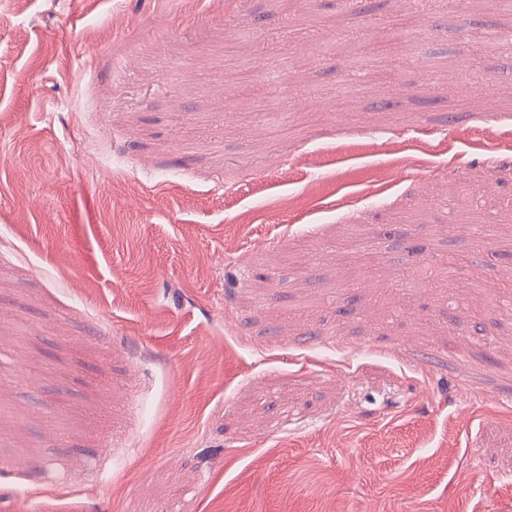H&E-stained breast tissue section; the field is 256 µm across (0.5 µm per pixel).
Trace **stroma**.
I'll return each instance as SVG.
<instances>
[{
	"mask_svg": "<svg viewBox=\"0 0 512 512\" xmlns=\"http://www.w3.org/2000/svg\"><path fill=\"white\" fill-rule=\"evenodd\" d=\"M304 11L0 0V512H512V9Z\"/></svg>",
	"mask_w": 512,
	"mask_h": 512,
	"instance_id": "stroma-1",
	"label": "stroma"
}]
</instances>
